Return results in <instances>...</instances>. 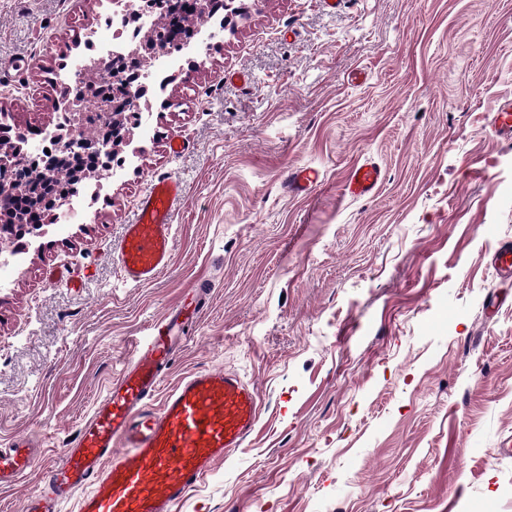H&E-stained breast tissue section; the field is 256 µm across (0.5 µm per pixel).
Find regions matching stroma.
<instances>
[{
	"instance_id": "obj_1",
	"label": "stroma",
	"mask_w": 512,
	"mask_h": 512,
	"mask_svg": "<svg viewBox=\"0 0 512 512\" xmlns=\"http://www.w3.org/2000/svg\"><path fill=\"white\" fill-rule=\"evenodd\" d=\"M111 14L112 0H0V57L26 60L0 77V113L50 130L73 40ZM174 72L140 100L136 162L104 174L80 221L43 226L0 288V440L39 444L0 512H20L201 278L208 307L163 387L235 370L260 418L181 512H512V295L490 306L491 257L512 244V141L489 128L512 97V0H258ZM174 139L189 151L172 155ZM367 158L385 180L350 197ZM304 165L321 184L295 197L285 176ZM155 174L187 196L170 268L132 286L118 249ZM59 267L81 287L52 280Z\"/></svg>"
}]
</instances>
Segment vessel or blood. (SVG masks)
<instances>
[{"mask_svg":"<svg viewBox=\"0 0 512 512\" xmlns=\"http://www.w3.org/2000/svg\"><path fill=\"white\" fill-rule=\"evenodd\" d=\"M489 126L494 137L512 140L511 98L499 101ZM383 180L382 168L367 158L349 170L345 191L367 197ZM319 182L318 170L307 166L286 177L294 196L310 195ZM185 198L178 178L151 179L124 229L119 267L125 282L148 283L169 268L173 223ZM211 292L210 280H198L155 322L68 447L59 450L41 488L23 501L22 512H62L71 500L77 512H177L216 464L243 447L257 425L259 401L255 387L235 372H192L167 393L160 410L151 408ZM33 456L26 438L0 444V486L27 475Z\"/></svg>","mask_w":512,"mask_h":512,"instance_id":"b4317fda","label":"vessel or blood"}]
</instances>
